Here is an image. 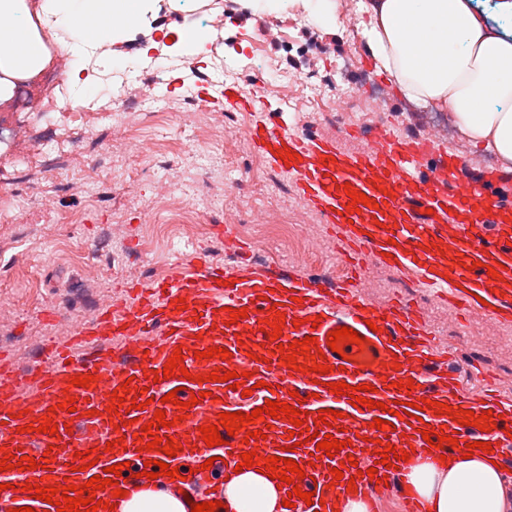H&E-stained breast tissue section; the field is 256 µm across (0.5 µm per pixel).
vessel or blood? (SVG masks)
Returning <instances> with one entry per match:
<instances>
[{
	"label": "vessel or blood",
	"instance_id": "obj_1",
	"mask_svg": "<svg viewBox=\"0 0 512 512\" xmlns=\"http://www.w3.org/2000/svg\"><path fill=\"white\" fill-rule=\"evenodd\" d=\"M255 147L282 172L292 176L299 194L326 223L344 231L360 249L382 265L419 278L434 296L456 310L466 303L486 320H512V203L502 190L512 176L495 168L471 172L465 159L441 149L437 137L398 138L379 128L373 144L358 153L341 150L335 139L299 131L270 121L249 123ZM294 159H287V152ZM373 199V206L354 207L351 192ZM239 312L231 321V312ZM284 313L280 338L268 322ZM348 327L359 343H343L341 352L328 344L331 331ZM314 338L311 352H323L331 372L288 368L280 345ZM228 349V357H204L210 348ZM181 353L183 371L163 378L166 362ZM44 366L21 380L13 363L0 356V447L14 457L50 456L46 468L5 470L0 484L80 486L106 467L122 464L118 486L136 485V475L149 460L167 461L186 474L183 492L189 504L206 501L201 482L231 476L246 451L263 457L292 448L305 470L297 485L311 493L302 512H342L351 499L368 500L377 484L367 471L384 445L408 452L410 459L464 453L468 443L491 445L502 468L512 467L505 453L512 448V396L484 392L480 400L466 396L448 367V356L436 351L420 308L391 301L376 304L357 288L353 277L329 284L315 275L251 265L224 268L175 261L159 282L134 288L129 300L101 303L94 318L75 328L68 342L42 354ZM239 372L238 388L210 380L212 371ZM205 383H197L196 375ZM92 376L90 387L74 385ZM372 385L378 408L354 406L348 394H335L331 384ZM129 386L136 408L110 412L112 394ZM176 402H167L168 392ZM73 397L74 410L63 407ZM431 408L418 410L421 399ZM286 402L302 410L307 427L343 441L338 455L313 458L316 442L309 434L292 433L288 419L258 421L261 438L245 432L225 444L207 446L202 426L219 425L221 413H251L267 401ZM474 414L493 412V430L483 432L438 412L437 403ZM164 410L160 438H174L176 456L144 450L150 435L141 428ZM337 411L330 424H318L321 410ZM62 426L61 435L40 432L44 416ZM387 422L374 428V419ZM443 431L456 445L430 449L425 431ZM96 449L101 457L87 466L81 454ZM214 458L210 469L195 471L198 459ZM405 461L386 468L389 488L405 494L407 512H421L406 495ZM342 468L334 480L333 468ZM355 491H348V484Z\"/></svg>",
	"mask_w": 512,
	"mask_h": 512
}]
</instances>
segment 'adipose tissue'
Wrapping results in <instances>:
<instances>
[{"label":"adipose tissue","mask_w":512,"mask_h":512,"mask_svg":"<svg viewBox=\"0 0 512 512\" xmlns=\"http://www.w3.org/2000/svg\"><path fill=\"white\" fill-rule=\"evenodd\" d=\"M256 11L295 10L330 28L334 0H248ZM143 0H42L40 20L64 32L75 62L96 54L111 68L110 46L141 23ZM362 34L378 70L422 106L451 110L461 134L512 165V32H491L468 0H368ZM26 0H0V101L13 78L39 73L48 51L27 19ZM424 512H507L505 479L488 453L454 455L444 466L420 459L407 474ZM277 480L249 468L225 481L221 512H285ZM115 512H185L172 488L135 486Z\"/></svg>","instance_id":"adipose-tissue-1"}]
</instances>
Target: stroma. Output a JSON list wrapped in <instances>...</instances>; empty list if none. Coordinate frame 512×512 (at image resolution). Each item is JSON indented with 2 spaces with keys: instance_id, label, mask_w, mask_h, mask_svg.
<instances>
[{
  "instance_id": "1",
  "label": "stroma",
  "mask_w": 512,
  "mask_h": 512,
  "mask_svg": "<svg viewBox=\"0 0 512 512\" xmlns=\"http://www.w3.org/2000/svg\"><path fill=\"white\" fill-rule=\"evenodd\" d=\"M336 3L338 22L323 32L335 49L317 73L273 55L259 31L264 16L242 10L234 23L210 32L193 55L172 61L164 95L185 111V120L108 129L111 153L78 143L65 166L51 174L42 172L36 154L28 170L19 171L14 145L0 143V193L43 192L54 201L49 210H24L18 223H0V298L12 305L11 314L0 318V350L10 353L15 367L35 372L41 337L65 340L98 303L124 299L127 283L162 279L175 259L235 263L236 253L212 234L215 224L228 225L230 235L249 242L258 261L322 276L341 271L339 241L291 179L256 152L246 133L248 113L226 112L220 97L209 100L207 113L191 111L190 92L205 85L216 67L247 98L255 97L254 78L263 75L284 92L283 98H269L266 110L335 138L344 151L367 146L346 137L345 124L372 125L383 118L394 135H438L449 152L483 166L486 150L467 142L454 121L431 119L426 107L381 90L377 70L362 74L371 55L361 34L360 0ZM340 112L346 115L342 125L336 121ZM142 141L154 147L146 163L135 153ZM90 177L99 179L101 195L66 193V180ZM285 224L291 227L286 235ZM364 267L361 291L369 300L399 297L425 310L435 347L454 355L465 393L489 381L512 395V322L493 326L476 313L456 322L447 305L418 283L370 257ZM475 358L481 368H472Z\"/></svg>"
}]
</instances>
